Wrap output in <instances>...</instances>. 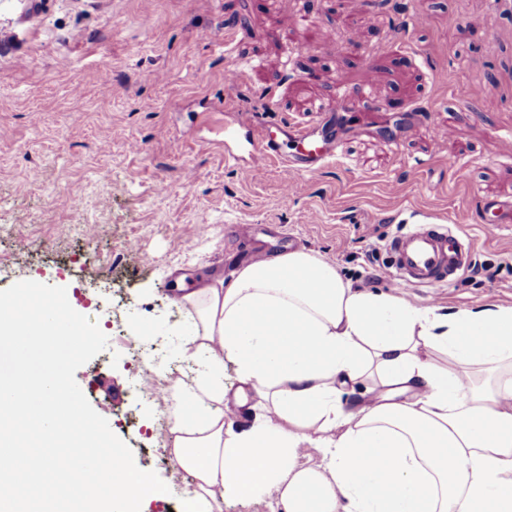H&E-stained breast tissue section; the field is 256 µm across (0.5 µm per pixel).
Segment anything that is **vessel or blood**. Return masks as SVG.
I'll use <instances>...</instances> for the list:
<instances>
[{
    "instance_id": "1",
    "label": "vessel or blood",
    "mask_w": 512,
    "mask_h": 512,
    "mask_svg": "<svg viewBox=\"0 0 512 512\" xmlns=\"http://www.w3.org/2000/svg\"><path fill=\"white\" fill-rule=\"evenodd\" d=\"M346 110L347 99L340 96L328 104L325 117L313 124H284L276 136L270 126H261L249 142L254 159H285L289 170L302 177L318 172L342 148L339 130ZM283 138L292 145V152L282 151L279 141ZM387 249L390 282L409 290L451 283L469 265L473 244L451 225L424 216L390 239Z\"/></svg>"
}]
</instances>
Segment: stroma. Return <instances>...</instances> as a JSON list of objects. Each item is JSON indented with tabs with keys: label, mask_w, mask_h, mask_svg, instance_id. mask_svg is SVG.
Listing matches in <instances>:
<instances>
[{
	"label": "stroma",
	"mask_w": 512,
	"mask_h": 512,
	"mask_svg": "<svg viewBox=\"0 0 512 512\" xmlns=\"http://www.w3.org/2000/svg\"><path fill=\"white\" fill-rule=\"evenodd\" d=\"M299 6L312 30L290 20ZM226 22L234 42L200 40ZM236 66L242 79L226 83ZM487 82L493 94L471 100ZM342 93L353 108L339 158L302 179L280 161L246 174L248 132L313 123ZM509 131L512 0H0V290L66 288L101 326L108 345L76 382L168 486L141 512H178L194 477L165 450L178 403L159 376L196 383L183 289L231 281L256 243L318 254L391 295L387 242L433 213L473 239L482 271L410 299L512 306V230H483L489 202L512 199Z\"/></svg>",
	"instance_id": "1"
}]
</instances>
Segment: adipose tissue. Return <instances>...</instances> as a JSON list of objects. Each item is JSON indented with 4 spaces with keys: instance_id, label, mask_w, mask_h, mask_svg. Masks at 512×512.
<instances>
[{
    "instance_id": "obj_1",
    "label": "adipose tissue",
    "mask_w": 512,
    "mask_h": 512,
    "mask_svg": "<svg viewBox=\"0 0 512 512\" xmlns=\"http://www.w3.org/2000/svg\"><path fill=\"white\" fill-rule=\"evenodd\" d=\"M180 301L199 375L169 447L194 474L180 512H224L228 497L282 512H512V307L416 305L305 251ZM228 362L247 429L224 412ZM307 448L320 465L302 463Z\"/></svg>"
}]
</instances>
